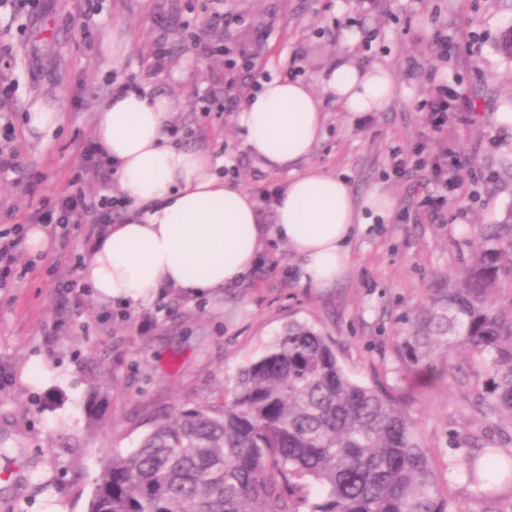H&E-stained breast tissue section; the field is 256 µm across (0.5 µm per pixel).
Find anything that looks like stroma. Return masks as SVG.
Segmentation results:
<instances>
[{
  "label": "stroma",
  "mask_w": 512,
  "mask_h": 512,
  "mask_svg": "<svg viewBox=\"0 0 512 512\" xmlns=\"http://www.w3.org/2000/svg\"><path fill=\"white\" fill-rule=\"evenodd\" d=\"M39 0L0 9V97L12 124L0 150L16 153L41 181L27 189L0 179V215L27 223L43 199L83 173L99 103L136 82L170 97L176 144L212 155L255 197L278 190L287 172L249 155L238 123L256 75L299 80L321 92L341 53L394 79L388 106L358 116L325 99L326 134L311 161L345 178L355 197L380 189L387 220L353 240L351 262L322 288L299 284L297 256L274 242L258 267L222 294L167 288L146 301L104 302L74 265L89 253L84 230L36 253L20 245L0 288V512H88L102 461L134 449L173 406L212 400L236 370L260 357L293 320L327 336L345 372L414 395L408 411L447 463L452 497L465 512H512L481 495L457 460L472 433L512 453V422L488 420L454 381H430L395 351L397 320L421 311L429 288L470 253L481 225L512 213V57L499 47L512 27V0ZM128 51L113 61L110 41ZM168 55L152 66L157 46ZM217 47L214 55L202 53ZM250 68L229 67L232 54ZM448 89L447 119L433 130L428 106ZM57 108L49 138L32 134L26 106ZM406 159L405 171L393 168ZM448 160L464 178L438 206L424 205L433 165Z\"/></svg>",
  "instance_id": "obj_1"
}]
</instances>
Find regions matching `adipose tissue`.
<instances>
[{"label":"adipose tissue","mask_w":512,"mask_h":512,"mask_svg":"<svg viewBox=\"0 0 512 512\" xmlns=\"http://www.w3.org/2000/svg\"><path fill=\"white\" fill-rule=\"evenodd\" d=\"M238 121L249 154L287 184L263 223L257 199L217 172L207 153L170 143V98L145 86L103 100L94 136L128 200L121 223L94 241L81 270L102 300H147L162 287L220 293L257 265L265 244L287 243L301 260L300 284L319 288L348 267L350 243L369 220L384 219L391 198L374 190L356 200L348 182L310 164L326 114L308 85L259 78ZM325 96L352 114L388 105L393 82L380 66L338 55L321 78Z\"/></svg>","instance_id":"ef3b65f1"}]
</instances>
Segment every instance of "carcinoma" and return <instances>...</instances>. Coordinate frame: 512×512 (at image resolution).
<instances>
[{
	"label": "carcinoma",
	"instance_id": "1",
	"mask_svg": "<svg viewBox=\"0 0 512 512\" xmlns=\"http://www.w3.org/2000/svg\"><path fill=\"white\" fill-rule=\"evenodd\" d=\"M398 323L402 360L512 421V224L485 225L469 260ZM410 402L353 381L325 336L292 322L220 402L173 408L106 460L89 512H460ZM461 464L512 502V454L484 440Z\"/></svg>",
	"mask_w": 512,
	"mask_h": 512
}]
</instances>
